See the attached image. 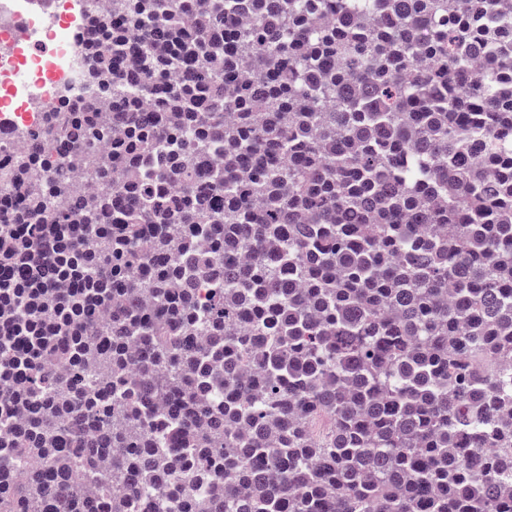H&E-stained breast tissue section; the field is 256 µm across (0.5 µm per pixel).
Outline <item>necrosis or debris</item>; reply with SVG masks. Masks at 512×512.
<instances>
[{
    "mask_svg": "<svg viewBox=\"0 0 512 512\" xmlns=\"http://www.w3.org/2000/svg\"><path fill=\"white\" fill-rule=\"evenodd\" d=\"M112 0H0V165L22 156V132L63 96L99 102L78 70L83 18L111 16Z\"/></svg>",
    "mask_w": 512,
    "mask_h": 512,
    "instance_id": "necrosis-or-debris-1",
    "label": "necrosis or debris"
}]
</instances>
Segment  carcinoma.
<instances>
[{
    "mask_svg": "<svg viewBox=\"0 0 512 512\" xmlns=\"http://www.w3.org/2000/svg\"><path fill=\"white\" fill-rule=\"evenodd\" d=\"M466 2L87 19L106 107L3 170L0 512H512V5Z\"/></svg>",
    "mask_w": 512,
    "mask_h": 512,
    "instance_id": "carcinoma-1",
    "label": "carcinoma"
}]
</instances>
